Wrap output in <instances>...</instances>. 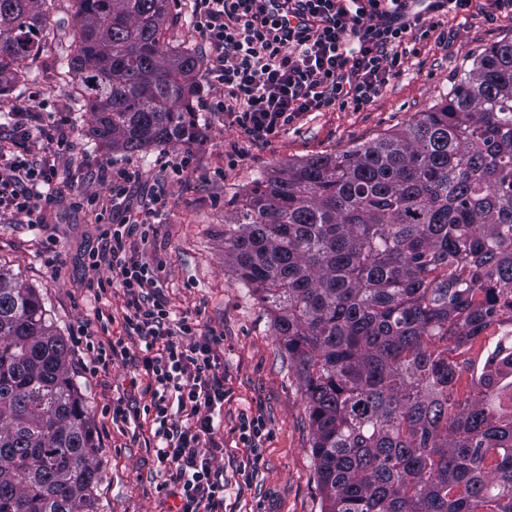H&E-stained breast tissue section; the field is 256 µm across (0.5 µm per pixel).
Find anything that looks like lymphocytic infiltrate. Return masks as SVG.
<instances>
[{"instance_id":"f902f5d3","label":"lymphocytic infiltrate","mask_w":512,"mask_h":512,"mask_svg":"<svg viewBox=\"0 0 512 512\" xmlns=\"http://www.w3.org/2000/svg\"><path fill=\"white\" fill-rule=\"evenodd\" d=\"M263 0H192L194 27L212 63L207 83L216 89L210 107L224 113L247 137L264 140L309 112L370 106L400 75L414 33L435 22L408 14V0H287V15L265 13ZM72 144L61 129L15 115L13 135L0 144V210L42 214L59 192L58 161ZM139 176L119 169L106 176L109 200L73 193L74 205L95 211L108 225L89 257L107 267L98 294L122 290L127 336L144 344L143 406L117 398L107 409L113 423L149 424V443L163 485L172 487L177 512H224L226 484L215 462L224 454L214 418L224 408V338L189 316H175L161 296L150 266L128 255L132 237L148 239L162 196L142 200L132 215L114 223L112 206L126 200Z\"/></svg>"}]
</instances>
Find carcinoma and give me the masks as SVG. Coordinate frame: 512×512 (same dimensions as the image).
Listing matches in <instances>:
<instances>
[{
  "label": "carcinoma",
  "mask_w": 512,
  "mask_h": 512,
  "mask_svg": "<svg viewBox=\"0 0 512 512\" xmlns=\"http://www.w3.org/2000/svg\"><path fill=\"white\" fill-rule=\"evenodd\" d=\"M65 64L85 134L130 155L198 144L200 57L174 0H75ZM45 0H0V95L41 50ZM224 256L273 316L312 429L321 512H512V40L404 127L256 179ZM67 340L0 265V512H100Z\"/></svg>",
  "instance_id": "obj_1"
}]
</instances>
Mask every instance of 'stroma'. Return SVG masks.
<instances>
[{
    "instance_id": "stroma-1",
    "label": "stroma",
    "mask_w": 512,
    "mask_h": 512,
    "mask_svg": "<svg viewBox=\"0 0 512 512\" xmlns=\"http://www.w3.org/2000/svg\"><path fill=\"white\" fill-rule=\"evenodd\" d=\"M487 9V0H473L469 12L442 15L438 31L416 42L403 74L364 111L310 112L268 140L254 141L225 122L223 113L208 109L214 91L202 80L194 105L203 144L126 155L85 135L86 103L75 92L73 74L61 65L72 41L74 5L72 0H47L48 21L39 34L42 51L30 62L24 80L0 96V138L11 135L10 114L17 109L56 112L72 142L59 166L65 194L107 197L104 171L132 168L140 178L130 186V202L165 195L168 204L156 218L153 234L145 242L133 240L132 251L154 270L173 310L224 336V409L215 432L224 443V456L216 462L228 482L224 512H321L308 410L296 371L276 340L267 308L224 264V224L233 205L256 178L376 139L445 99L465 66L485 48L512 38V14L491 17ZM166 28L171 45L191 47L203 65H210L211 54L193 26L189 0H176ZM184 156L191 160L188 171L181 179L171 178L165 160ZM44 216V223L33 224L23 214H0V265L37 290L68 342L70 369L94 429L93 459L102 471L95 491L100 512H175L174 498L159 488L156 460L143 437L119 431L102 415L103 407L138 375L142 342L127 339L130 357L125 363L92 373L85 346L74 334L84 323L97 340L127 338L122 295L108 293L98 299L88 289L100 276L88 257L103 227L89 210L71 208L66 198L48 206ZM49 236L56 239L60 258L54 268L40 252L41 240ZM245 414L262 416L266 424L256 465L238 439Z\"/></svg>"
}]
</instances>
